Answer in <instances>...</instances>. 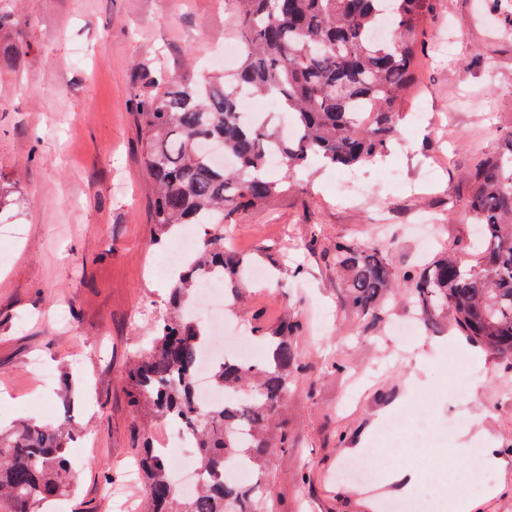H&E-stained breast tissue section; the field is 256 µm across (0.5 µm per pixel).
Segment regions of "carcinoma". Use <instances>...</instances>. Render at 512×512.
Listing matches in <instances>:
<instances>
[{"mask_svg": "<svg viewBox=\"0 0 512 512\" xmlns=\"http://www.w3.org/2000/svg\"><path fill=\"white\" fill-rule=\"evenodd\" d=\"M439 0H232L244 53L229 83L188 75L153 81L140 95L138 120L143 163L155 190L151 223L164 234L179 224H206L201 246L177 273L169 311L156 321L140 359L126 374L134 405L146 411L137 458L148 497L146 512H259L270 490L256 480L241 485L224 477L226 464L244 460L261 472L272 448L288 444V429L272 441L279 409L296 376L294 336L300 325L254 332L267 347L251 367L224 362L213 384L224 406L201 412L193 401L197 356L208 339L205 324L186 307L198 272L214 269L224 288L239 292V274L250 264L224 249V217L243 214L282 192L292 172L314 159L333 167L363 165L384 155L399 132V104L412 85L418 35ZM392 22L394 39L372 32ZM273 99L278 111L258 123L238 112L242 94ZM296 134L281 130L280 114ZM505 150L477 161L467 200L481 227L473 247L480 262L465 267L444 252L405 275L414 305L426 316L451 313L454 327L473 343L512 357V129ZM217 143L235 162L211 163L202 149ZM278 151L281 180L266 175L268 150ZM333 261L346 275V304L367 314L394 287L389 259L358 242H336ZM250 390L240 403L235 394ZM180 419L195 437L205 478L197 494L180 493L171 463L151 445V429ZM69 435L58 426L21 425L0 433V512H35L42 502L70 493Z\"/></svg>", "mask_w": 512, "mask_h": 512, "instance_id": "1", "label": "carcinoma"}]
</instances>
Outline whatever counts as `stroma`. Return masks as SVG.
<instances>
[{
    "instance_id": "obj_1",
    "label": "stroma",
    "mask_w": 512,
    "mask_h": 512,
    "mask_svg": "<svg viewBox=\"0 0 512 512\" xmlns=\"http://www.w3.org/2000/svg\"><path fill=\"white\" fill-rule=\"evenodd\" d=\"M0 4L15 21L0 33V181L14 188L0 211V425L64 419L73 431L74 491L40 512H116L118 490L126 512H141L145 488L127 485L125 470L145 418L125 374L166 308L172 276L157 269L193 227L155 235L135 97L150 76L224 75L209 60L239 41L232 3ZM419 41L399 133L357 170L363 201L336 197L348 171L316 164L264 208L224 221L238 252L267 272L263 285L225 300L229 319L255 311L269 326L287 316L301 324L302 372L278 416L290 444L263 471L266 512H382L381 500L416 497L448 467L500 487L479 512H512V358L473 348L448 313L423 316L404 279L441 249L473 261L464 204L475 157L501 150L500 132L512 127V16L493 0H440ZM14 42L27 49L6 59ZM424 216L440 226L434 240L416 231ZM340 240L392 261L397 286L374 313L345 302L329 257ZM398 320L415 322L418 336H395ZM458 357L472 373L464 392L449 377ZM418 415L450 430L428 448L464 434L471 448L498 447L506 466L484 471L468 456L422 466L393 454L384 425L400 422L406 437ZM373 448L377 495L367 498L346 468Z\"/></svg>"
}]
</instances>
